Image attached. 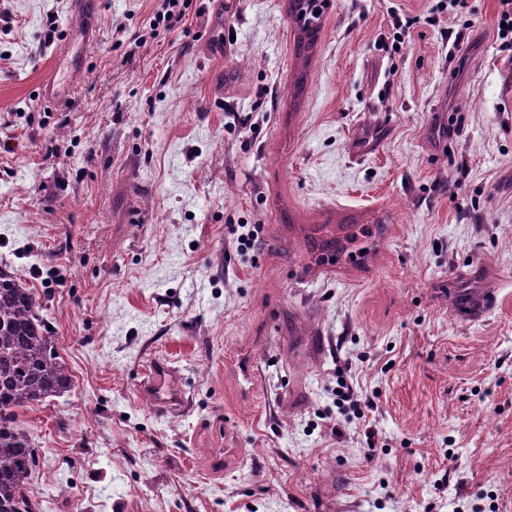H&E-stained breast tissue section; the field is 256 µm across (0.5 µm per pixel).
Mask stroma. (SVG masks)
<instances>
[{"label":"stroma","mask_w":512,"mask_h":512,"mask_svg":"<svg viewBox=\"0 0 512 512\" xmlns=\"http://www.w3.org/2000/svg\"><path fill=\"white\" fill-rule=\"evenodd\" d=\"M290 5L190 0L168 30L158 0H0V268L71 377L18 412L35 512H512L499 0H328L305 62ZM488 291L477 320L448 299ZM337 396L339 397V401L342 403H349V405L357 411V414L361 416L360 418L365 417L364 419V436L366 437V441L369 445H375V438L377 436V430L374 428L373 424L370 420L367 421V416H365V411H373L374 403L369 398L362 399V395L357 390V388L353 385V382L348 384L346 381L343 382L339 388Z\"/></svg>","instance_id":"35a3bbf8"}]
</instances>
